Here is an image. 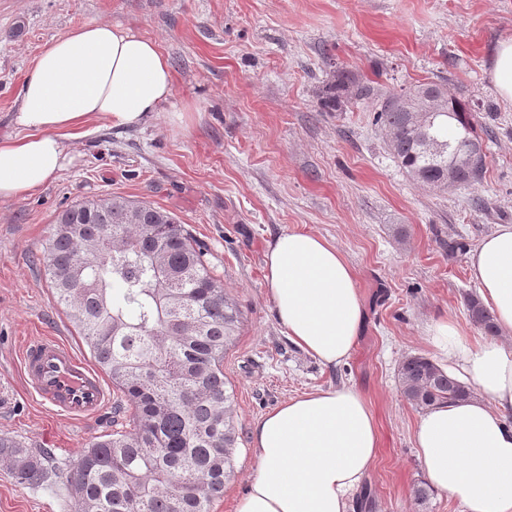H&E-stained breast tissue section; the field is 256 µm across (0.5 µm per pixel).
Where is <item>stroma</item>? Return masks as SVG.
Returning <instances> with one entry per match:
<instances>
[{"label":"stroma","instance_id":"1","mask_svg":"<svg viewBox=\"0 0 512 512\" xmlns=\"http://www.w3.org/2000/svg\"><path fill=\"white\" fill-rule=\"evenodd\" d=\"M92 21L158 43L174 76V111L115 128L94 121L71 142V162L43 188L0 201V437L68 464L114 414L78 422L23 384L18 348L32 336L94 359L45 279L40 258L56 216L86 199L121 196L174 213L204 248L241 324L224 355L238 433L234 472L210 512H236L256 463V423L303 393L355 386L373 411L380 447L363 486L373 512H464L425 483L403 397L406 355L432 357L427 330L449 317L469 336L467 251L512 224V101L490 75L512 37V0H0V136L33 58L52 38ZM372 80L374 93L324 112L333 70ZM436 82L469 102L487 145L473 186L435 189L398 166L372 122L385 97ZM323 236L348 259L366 319L348 361L325 367L280 324L264 281L266 244L281 232ZM465 243L449 255V239ZM58 483L27 487L0 463V512H71Z\"/></svg>","mask_w":512,"mask_h":512}]
</instances>
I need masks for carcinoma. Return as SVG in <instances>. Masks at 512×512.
Masks as SVG:
<instances>
[{"label": "carcinoma", "mask_w": 512, "mask_h": 512, "mask_svg": "<svg viewBox=\"0 0 512 512\" xmlns=\"http://www.w3.org/2000/svg\"><path fill=\"white\" fill-rule=\"evenodd\" d=\"M441 96L439 112L414 127L412 113ZM373 86L336 70L320 105L343 109ZM388 148L417 182L445 189L477 182L486 145L468 105L442 84L393 94L373 115ZM471 154V165L448 174V156ZM61 305L92 357L124 397L115 414L132 410V427L116 429L55 468L51 452L0 438V459L17 481L38 486L50 476L70 490L75 512H209L233 472L237 445L233 392L224 353L240 322L204 251L168 210L123 197L92 198L63 210L42 256ZM471 321L499 333L479 296L464 297ZM404 397L425 410L472 397L471 389L421 354L399 368Z\"/></svg>", "instance_id": "obj_1"}]
</instances>
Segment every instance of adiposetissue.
I'll list each match as a JSON object with an SVG mask.
<instances>
[{
  "label": "adipose tissue",
  "mask_w": 512,
  "mask_h": 512,
  "mask_svg": "<svg viewBox=\"0 0 512 512\" xmlns=\"http://www.w3.org/2000/svg\"><path fill=\"white\" fill-rule=\"evenodd\" d=\"M174 93L158 44L105 22L51 39L34 57L0 141V201L34 192L70 161V140L87 123L135 126ZM470 278L512 333V225L501 224L469 253ZM265 282L293 343L323 365L350 357L365 322L352 266L323 237L285 231L266 245ZM437 364L474 385L477 397L422 414L413 437L429 484L465 512H512V350L474 342L453 320L428 329ZM375 416L349 385L282 402L251 434L257 462L237 512H347L377 455Z\"/></svg>",
  "instance_id": "adipose-tissue-1"
}]
</instances>
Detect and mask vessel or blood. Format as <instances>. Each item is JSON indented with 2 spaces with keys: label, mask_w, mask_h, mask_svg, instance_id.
Returning <instances> with one entry per match:
<instances>
[{
  "label": "vessel or blood",
  "mask_w": 512,
  "mask_h": 512,
  "mask_svg": "<svg viewBox=\"0 0 512 512\" xmlns=\"http://www.w3.org/2000/svg\"><path fill=\"white\" fill-rule=\"evenodd\" d=\"M22 368L29 388L41 402L69 418H89L111 400L101 375L58 337L31 340L22 354Z\"/></svg>",
  "instance_id": "vessel-or-blood-1"
}]
</instances>
